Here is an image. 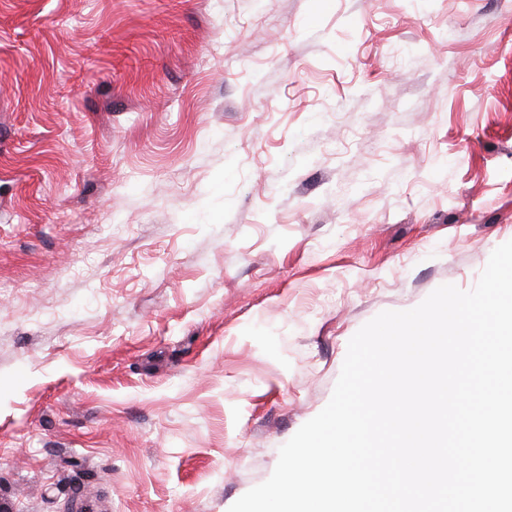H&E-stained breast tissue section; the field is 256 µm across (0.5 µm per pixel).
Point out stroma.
<instances>
[{
    "mask_svg": "<svg viewBox=\"0 0 512 512\" xmlns=\"http://www.w3.org/2000/svg\"><path fill=\"white\" fill-rule=\"evenodd\" d=\"M509 240L512 0H0V512H228Z\"/></svg>",
    "mask_w": 512,
    "mask_h": 512,
    "instance_id": "stroma-1",
    "label": "stroma"
}]
</instances>
